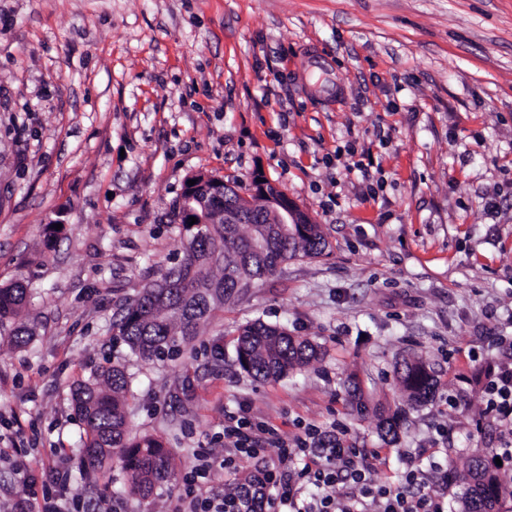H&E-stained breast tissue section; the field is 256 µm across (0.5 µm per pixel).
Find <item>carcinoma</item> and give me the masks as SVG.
<instances>
[{"mask_svg":"<svg viewBox=\"0 0 512 512\" xmlns=\"http://www.w3.org/2000/svg\"><path fill=\"white\" fill-rule=\"evenodd\" d=\"M247 206L245 224L250 234L240 235L241 225L224 223L223 212ZM181 216L194 211L209 220L207 224H182V256L159 277L147 281L137 298L125 299L112 314V335L120 339L131 355L143 361H164L180 356L199 334L212 311L233 303L248 288L275 274L290 260L316 258L329 247L316 224H297L285 234L270 223L268 213L254 203H245L237 190L225 187L224 200L216 201L201 193L176 203ZM29 297V285L15 281L0 288V329L24 345L33 335L31 327L15 320ZM318 355V346L299 339L277 325L257 319L239 329L236 357L240 368L250 376L277 380L301 369ZM398 379L408 399L427 402L435 378L425 362L411 357L400 364ZM132 374L126 363L96 365L85 380L71 391V402L85 437L84 461L90 473L103 470L119 449L121 466L128 476L129 492L146 495L155 484L172 477L169 452L154 436L132 437L125 405ZM352 410L364 416L373 406L379 414L381 430L394 435L402 412L389 411L372 403L360 379L348 388ZM463 479L468 487L461 497L462 512H512V494L501 495V485L481 456L474 455L465 466Z\"/></svg>","mask_w":512,"mask_h":512,"instance_id":"cac0c4a2","label":"carcinoma"}]
</instances>
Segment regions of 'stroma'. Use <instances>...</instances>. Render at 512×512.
Segmentation results:
<instances>
[{"instance_id":"obj_1","label":"stroma","mask_w":512,"mask_h":512,"mask_svg":"<svg viewBox=\"0 0 512 512\" xmlns=\"http://www.w3.org/2000/svg\"><path fill=\"white\" fill-rule=\"evenodd\" d=\"M196 172L244 196L262 175L331 249L216 309L181 357L130 362L129 427L174 468L144 500L119 458L84 478L71 388L125 358L113 307L180 258L173 208ZM19 279L35 334H0V448L29 449L37 480L56 452L69 492L171 512L199 450L230 456L236 415L383 449L382 485L409 455L450 499L445 470L479 452L512 490L475 383L512 334V0H0V286ZM255 319L319 360L249 376L235 338ZM413 356L437 387L412 407L395 368ZM354 374L405 408L396 441L352 412Z\"/></svg>"}]
</instances>
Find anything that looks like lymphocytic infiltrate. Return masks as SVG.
<instances>
[{
	"label": "lymphocytic infiltrate",
	"mask_w": 512,
	"mask_h": 512,
	"mask_svg": "<svg viewBox=\"0 0 512 512\" xmlns=\"http://www.w3.org/2000/svg\"><path fill=\"white\" fill-rule=\"evenodd\" d=\"M496 346L502 360L492 372L484 400L487 412L503 429L498 454L512 458V364L504 360L512 352V336L497 337ZM270 440L279 443V470L261 469L259 483L217 492L210 485L215 460L200 456L185 476V494L172 512H366L370 499L379 502L381 512H444L434 491L417 489L415 469H407L402 485L375 484L370 462L379 458V450L364 453L330 432L308 434L292 448L276 432L252 426L245 418L224 425L225 447L241 457L258 458ZM48 477L49 487L41 489L32 475H25L11 512H121L109 499L91 510L79 495L65 496L70 480L66 458L53 461Z\"/></svg>",
	"instance_id": "f902f5d3"
}]
</instances>
